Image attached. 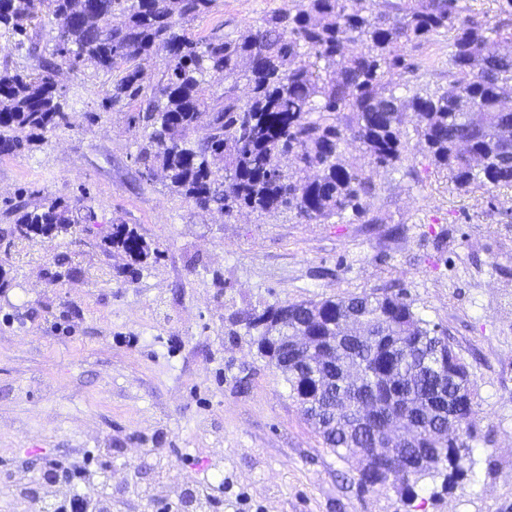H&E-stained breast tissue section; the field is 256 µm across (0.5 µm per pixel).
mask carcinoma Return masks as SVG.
Returning <instances> with one entry per match:
<instances>
[{
    "instance_id": "carcinoma-1",
    "label": "carcinoma",
    "mask_w": 512,
    "mask_h": 512,
    "mask_svg": "<svg viewBox=\"0 0 512 512\" xmlns=\"http://www.w3.org/2000/svg\"><path fill=\"white\" fill-rule=\"evenodd\" d=\"M215 2L0 0L4 48L36 52L30 31L38 30L54 58L32 71L0 67V154L72 126L57 74L91 68L114 73L107 107L147 100L132 117L136 162L201 211H288L302 223L349 212L368 223L372 169L409 161L408 122L456 188L512 187V0H499L492 18L459 0H290L233 36L193 34L186 23ZM442 33L451 34L448 84L410 89L404 75L417 66L404 50ZM159 53L166 70L150 85L140 61ZM350 143L369 169L346 163ZM73 210L51 199L20 212L0 263L18 244L90 231L94 214ZM101 242L128 258L125 273L159 259L125 224ZM236 322L255 332L323 444L360 459V488L392 486L410 500L427 477L450 492L471 470L474 384L448 334L403 297L373 290L274 303ZM292 335L316 336L333 354L313 363L305 349H273Z\"/></svg>"
}]
</instances>
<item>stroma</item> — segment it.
<instances>
[{"label": "stroma", "mask_w": 512, "mask_h": 512, "mask_svg": "<svg viewBox=\"0 0 512 512\" xmlns=\"http://www.w3.org/2000/svg\"><path fill=\"white\" fill-rule=\"evenodd\" d=\"M287 6L216 0L190 29L231 34ZM410 58L430 86L447 84V37ZM58 82L75 124L0 154V231L16 206L61 199L102 228L135 229L160 257L123 273L125 257L103 252L96 231L0 265V467L34 478L46 461L111 449L113 480L138 488L113 512H144L162 457L174 487L223 485L221 512H512V189L456 190L413 137V174L373 172L376 222L203 212L141 177L128 128L140 102L104 108L112 78L90 69ZM72 251L86 274L50 284ZM376 288L447 329L477 385L473 466L452 492L430 478L410 501L363 491L356 459L325 447L231 320Z\"/></svg>", "instance_id": "35a3bbf8"}]
</instances>
